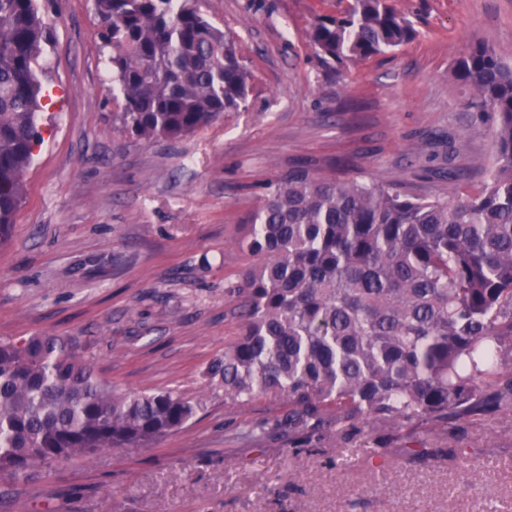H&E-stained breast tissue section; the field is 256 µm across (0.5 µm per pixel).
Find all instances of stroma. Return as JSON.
<instances>
[{
  "label": "stroma",
  "mask_w": 512,
  "mask_h": 512,
  "mask_svg": "<svg viewBox=\"0 0 512 512\" xmlns=\"http://www.w3.org/2000/svg\"><path fill=\"white\" fill-rule=\"evenodd\" d=\"M349 0H199L237 36L246 110L176 140L143 142L118 118L93 0H58L45 56L42 143L0 243V342L71 337L121 391L198 401L181 429L0 482L6 512H512V414L453 429L369 424L293 444L280 405L224 401L208 373L237 338L239 240L265 184L313 164L360 182L447 192L492 161L468 90L451 75L484 42L512 57V0H394L410 43L326 66L307 37ZM253 428L261 440L241 438ZM378 456H371V449Z\"/></svg>",
  "instance_id": "stroma-1"
}]
</instances>
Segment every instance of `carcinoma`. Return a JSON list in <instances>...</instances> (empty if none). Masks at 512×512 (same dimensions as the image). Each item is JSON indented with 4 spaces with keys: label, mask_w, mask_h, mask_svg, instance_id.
Listing matches in <instances>:
<instances>
[{
    "label": "carcinoma",
    "mask_w": 512,
    "mask_h": 512,
    "mask_svg": "<svg viewBox=\"0 0 512 512\" xmlns=\"http://www.w3.org/2000/svg\"><path fill=\"white\" fill-rule=\"evenodd\" d=\"M125 128L152 142L245 108L234 36L198 0H95ZM40 0H0V238L42 141ZM390 0H353L308 37L326 64L414 40ZM455 81L488 127L494 164L475 191L420 196L297 165L264 187L242 247L240 336L212 367L224 402L285 408L291 442L368 423L444 429L512 412V61L478 42ZM196 403L169 390L117 392L66 336L0 344V480L76 457L142 448Z\"/></svg>",
    "instance_id": "cac0c4a2"
}]
</instances>
